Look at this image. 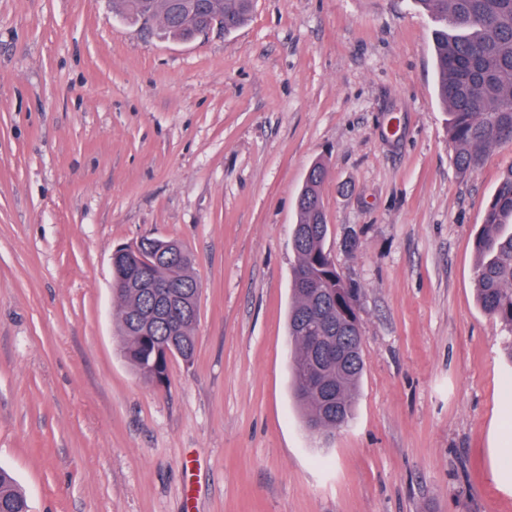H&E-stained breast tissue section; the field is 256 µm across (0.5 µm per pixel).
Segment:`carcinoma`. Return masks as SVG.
<instances>
[{"label": "carcinoma", "instance_id": "cac0c4a2", "mask_svg": "<svg viewBox=\"0 0 512 512\" xmlns=\"http://www.w3.org/2000/svg\"><path fill=\"white\" fill-rule=\"evenodd\" d=\"M164 18L147 28L162 40L185 38L198 25L230 33L250 15L253 0H151ZM439 20L433 32L435 89L448 112V137L457 167L479 170L487 151L512 142V0H417ZM126 20L139 23L146 0H112ZM327 168L308 170L297 201L292 247L288 336L289 385L306 428L327 441L354 415L364 371L357 308L359 289L345 282L326 248L328 224L322 204ZM476 295L484 313L512 330V168L500 180L476 238ZM154 263L152 274L173 284L161 301L141 285L137 264ZM194 258L179 241L145 237L112 261V297L118 320L115 341L121 356L146 383L167 379V350L193 362L198 321ZM345 338L344 359L310 339V330ZM0 512H30L25 492L0 468Z\"/></svg>", "mask_w": 512, "mask_h": 512}]
</instances>
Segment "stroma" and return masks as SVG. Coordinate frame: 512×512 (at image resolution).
<instances>
[{
    "mask_svg": "<svg viewBox=\"0 0 512 512\" xmlns=\"http://www.w3.org/2000/svg\"><path fill=\"white\" fill-rule=\"evenodd\" d=\"M434 26L417 0H254L176 42L112 0H0V466L31 512H512L511 331L475 292L512 144L456 166ZM317 161L365 364L327 441L288 370ZM145 237L201 283L162 385L113 342L111 254Z\"/></svg>",
    "mask_w": 512,
    "mask_h": 512,
    "instance_id": "35a3bbf8",
    "label": "stroma"
}]
</instances>
